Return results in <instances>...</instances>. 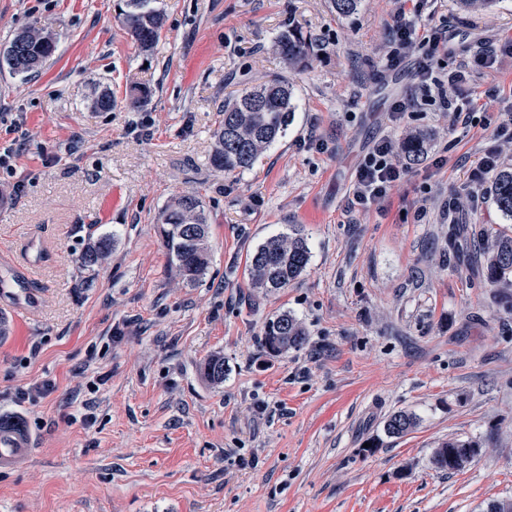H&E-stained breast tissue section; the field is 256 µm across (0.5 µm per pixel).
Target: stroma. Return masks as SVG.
<instances>
[{
  "mask_svg": "<svg viewBox=\"0 0 512 512\" xmlns=\"http://www.w3.org/2000/svg\"><path fill=\"white\" fill-rule=\"evenodd\" d=\"M120 0H0V51L22 29L54 34L37 72L0 69V277L30 242L41 263L26 293L0 292V415L26 425L20 461L0 468V512H483L512 498V279L494 286L449 261L442 204L467 232L512 231L470 171L512 120V56L469 73L471 123L449 131L439 105L391 121L413 67L382 68L397 0H159L163 36L139 51ZM420 27L456 40L512 39V0L462 9L419 0ZM296 25L319 47L289 68L275 41ZM294 89V121L240 174L210 163L225 100L274 77ZM147 105H130L133 87ZM103 91L112 111L94 108ZM427 131L424 158L385 212L355 210V170L381 138ZM200 197L209 265L176 274L157 222ZM423 220H415L418 207ZM303 227L311 252L288 287H251L248 257ZM112 239L97 264L81 254ZM292 314L307 335L273 356L264 327ZM224 359V380L201 373ZM48 381L33 400L20 390ZM416 418L384 430L392 412ZM480 455L432 464L451 438ZM415 417L406 411H395L385 421V431L391 436L407 433L415 426ZM460 448H468V454ZM480 451L478 441L471 438L449 439L438 445L433 453L435 467L442 471L455 472L462 470Z\"/></svg>",
  "mask_w": 512,
  "mask_h": 512,
  "instance_id": "obj_1",
  "label": "stroma"
}]
</instances>
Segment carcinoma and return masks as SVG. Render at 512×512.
<instances>
[{
  "instance_id": "obj_1",
  "label": "carcinoma",
  "mask_w": 512,
  "mask_h": 512,
  "mask_svg": "<svg viewBox=\"0 0 512 512\" xmlns=\"http://www.w3.org/2000/svg\"><path fill=\"white\" fill-rule=\"evenodd\" d=\"M156 0H124L122 21L145 52L160 41L163 15ZM316 39L298 26H291L276 38V49L289 67H300L312 56ZM54 39L31 26L18 33L0 55L14 74H29L42 66L55 52ZM221 119L213 131L216 142L211 156L214 168L226 173L252 168L257 158L278 139L287 134L294 118L292 89L288 81L276 77L237 96L219 109ZM402 149L407 158L417 162L425 153V137L420 134L404 138ZM492 193L498 210L512 218V168L499 170L492 182ZM163 244L180 276L194 284L206 274L208 267V224L202 202L194 192L180 195L158 218ZM477 248L472 258L480 262L488 284L494 285L512 277V234L505 230L476 235ZM111 248V239L101 238L83 256L92 265ZM310 261V249L303 230L291 226V232L271 237L253 253L248 275L251 286L265 291L286 288L298 279ZM307 341L300 323L285 313L269 321L264 329V348L272 354L298 349ZM204 376L214 383L224 381V358L212 357L204 364ZM415 426V417L399 410L385 421L391 436L407 433ZM25 433L24 420L18 416H0V439L20 438ZM480 451L478 441L471 438L450 439L438 445L433 453L435 467L442 471L462 470Z\"/></svg>"
}]
</instances>
